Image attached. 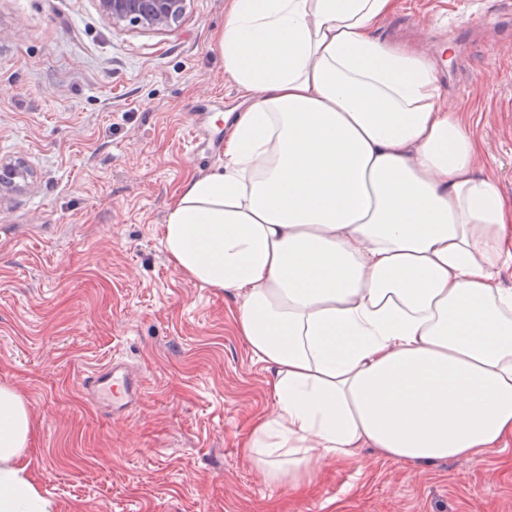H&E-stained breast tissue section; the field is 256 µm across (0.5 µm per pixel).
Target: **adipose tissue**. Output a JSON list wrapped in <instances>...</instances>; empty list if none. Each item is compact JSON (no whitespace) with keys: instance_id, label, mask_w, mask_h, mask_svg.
<instances>
[{"instance_id":"adipose-tissue-1","label":"adipose tissue","mask_w":512,"mask_h":512,"mask_svg":"<svg viewBox=\"0 0 512 512\" xmlns=\"http://www.w3.org/2000/svg\"><path fill=\"white\" fill-rule=\"evenodd\" d=\"M395 0H229L242 98L224 164L185 181L163 245L232 295L272 376L243 448L274 483L374 449L394 464L512 441V202L433 63L372 31ZM22 398L0 388V512H49Z\"/></svg>"}]
</instances>
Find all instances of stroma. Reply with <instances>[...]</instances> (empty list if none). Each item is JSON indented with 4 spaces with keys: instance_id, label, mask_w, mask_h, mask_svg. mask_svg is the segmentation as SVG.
I'll return each instance as SVG.
<instances>
[{
    "instance_id": "obj_1",
    "label": "stroma",
    "mask_w": 512,
    "mask_h": 512,
    "mask_svg": "<svg viewBox=\"0 0 512 512\" xmlns=\"http://www.w3.org/2000/svg\"><path fill=\"white\" fill-rule=\"evenodd\" d=\"M228 0H189L170 31L117 29L97 0H0V386L26 404V453L51 512H512V444L479 459L396 465L360 449L308 486L273 484L242 441L271 412V375L234 301L185 278L167 206L224 155L241 101L213 36ZM512 0H396L380 39L424 55L445 105L481 140L478 174L512 201ZM120 357L145 376L132 414L90 404L82 378Z\"/></svg>"
}]
</instances>
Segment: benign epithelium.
Instances as JSON below:
<instances>
[{"instance_id": "1", "label": "benign epithelium", "mask_w": 512, "mask_h": 512, "mask_svg": "<svg viewBox=\"0 0 512 512\" xmlns=\"http://www.w3.org/2000/svg\"><path fill=\"white\" fill-rule=\"evenodd\" d=\"M101 14L114 28L137 27L169 30L186 14L187 0H98ZM22 176V167L0 162V186L11 188Z\"/></svg>"}]
</instances>
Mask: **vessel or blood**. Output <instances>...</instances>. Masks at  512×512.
Here are the masks:
<instances>
[{"label":"vessel or blood","instance_id":"1","mask_svg":"<svg viewBox=\"0 0 512 512\" xmlns=\"http://www.w3.org/2000/svg\"><path fill=\"white\" fill-rule=\"evenodd\" d=\"M82 385L92 393L99 407L114 418L129 416L143 393L140 376L117 359L92 370Z\"/></svg>","mask_w":512,"mask_h":512}]
</instances>
